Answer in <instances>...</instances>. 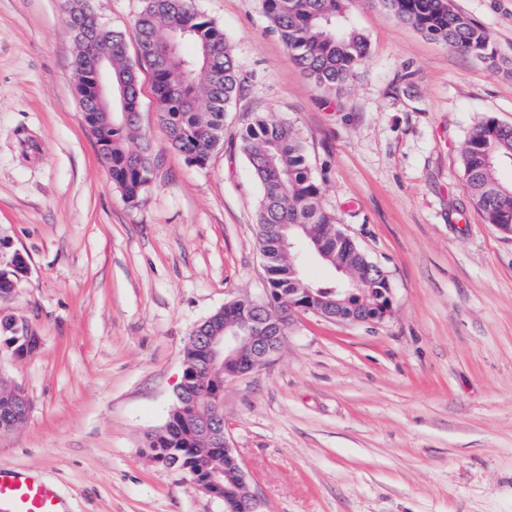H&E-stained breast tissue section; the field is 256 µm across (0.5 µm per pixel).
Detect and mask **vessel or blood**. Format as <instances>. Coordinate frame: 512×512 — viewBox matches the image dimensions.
<instances>
[{"mask_svg": "<svg viewBox=\"0 0 512 512\" xmlns=\"http://www.w3.org/2000/svg\"><path fill=\"white\" fill-rule=\"evenodd\" d=\"M0 512H65L53 484L34 473L0 465Z\"/></svg>", "mask_w": 512, "mask_h": 512, "instance_id": "1", "label": "vessel or blood"}]
</instances>
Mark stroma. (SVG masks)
Returning <instances> with one entry per match:
<instances>
[{"label":"stroma","mask_w":512,"mask_h":512,"mask_svg":"<svg viewBox=\"0 0 512 512\" xmlns=\"http://www.w3.org/2000/svg\"><path fill=\"white\" fill-rule=\"evenodd\" d=\"M194 3L248 81L199 167L171 147L140 69L157 164L133 208L82 119L68 0H0V239L29 267L0 313L40 338L21 359L0 338V374L28 400L0 464L41 473L68 512H224L147 436L197 324L266 296L237 136L271 112L305 139L392 310L293 315L268 363L225 380L224 430L260 512H512V236L473 206L461 164L479 125H512V0H452L489 31L495 68L351 0L370 52L341 94L314 87L256 0Z\"/></svg>","instance_id":"1"}]
</instances>
